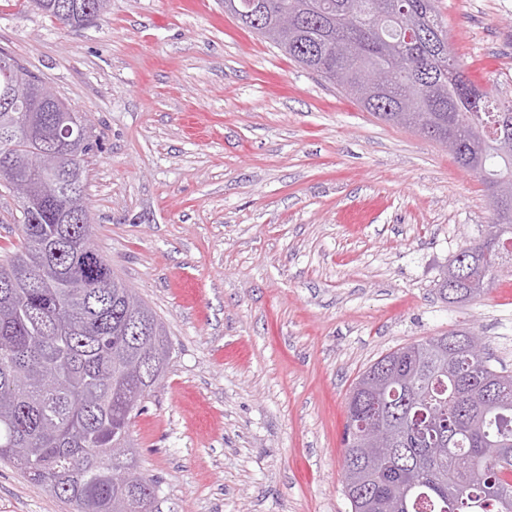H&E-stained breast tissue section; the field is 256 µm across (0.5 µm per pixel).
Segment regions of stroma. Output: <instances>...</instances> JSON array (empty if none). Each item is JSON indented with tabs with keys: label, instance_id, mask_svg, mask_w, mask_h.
Wrapping results in <instances>:
<instances>
[{
	"label": "stroma",
	"instance_id": "1",
	"mask_svg": "<svg viewBox=\"0 0 512 512\" xmlns=\"http://www.w3.org/2000/svg\"><path fill=\"white\" fill-rule=\"evenodd\" d=\"M467 77L512 97V0H441ZM0 50L85 116L96 249L163 322L168 371L133 419L158 512H351L358 377L466 328L512 370V275L435 288L489 223L447 148L382 122L241 27L224 0H112L70 28L0 0ZM0 512H71L0 458Z\"/></svg>",
	"mask_w": 512,
	"mask_h": 512
}]
</instances>
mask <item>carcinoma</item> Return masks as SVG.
<instances>
[{
    "instance_id": "carcinoma-1",
    "label": "carcinoma",
    "mask_w": 512,
    "mask_h": 512,
    "mask_svg": "<svg viewBox=\"0 0 512 512\" xmlns=\"http://www.w3.org/2000/svg\"><path fill=\"white\" fill-rule=\"evenodd\" d=\"M110 0H32L56 20L77 10L74 27L102 16ZM224 0V11L276 44L288 58L336 84L367 112L441 144L454 139L459 167L481 178L492 218L448 261L436 283L449 303L489 290L512 261V99L491 88L469 100L439 19L438 0ZM296 16L291 35L269 34L278 15ZM379 65L389 88L369 98L354 85ZM17 111L0 127V181L13 189L15 167L36 169L39 146L56 141L55 113L37 133L24 127L36 79L17 63ZM84 146L76 172L42 174L50 195L21 210L19 244L0 259V458L75 512H153L156 479L140 469L132 417L163 380L171 344L161 320L100 254H85L92 234L84 157L86 119L70 113ZM464 331L407 344L380 357L347 397L342 476L352 512H512V371L490 354L471 356ZM132 476L112 481V469Z\"/></svg>"
}]
</instances>
